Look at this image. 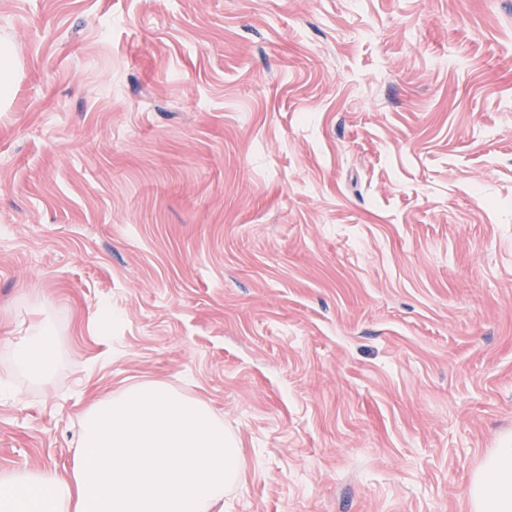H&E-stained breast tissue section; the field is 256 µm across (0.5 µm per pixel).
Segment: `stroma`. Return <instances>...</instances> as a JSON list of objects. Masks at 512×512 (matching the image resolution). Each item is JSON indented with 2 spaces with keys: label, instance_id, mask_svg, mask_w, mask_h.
I'll use <instances>...</instances> for the list:
<instances>
[{
  "label": "stroma",
  "instance_id": "35a3bbf8",
  "mask_svg": "<svg viewBox=\"0 0 512 512\" xmlns=\"http://www.w3.org/2000/svg\"><path fill=\"white\" fill-rule=\"evenodd\" d=\"M1 39L0 470L68 476L79 411L161 381L237 441L223 512H474L512 440V0H0ZM14 57L13 47L8 41L0 42V63H1V76H0V99L1 104L10 98L11 80H12V61ZM31 324L25 336L9 342L16 369L34 381L45 380L58 355L55 326L48 312Z\"/></svg>",
  "mask_w": 512,
  "mask_h": 512
}]
</instances>
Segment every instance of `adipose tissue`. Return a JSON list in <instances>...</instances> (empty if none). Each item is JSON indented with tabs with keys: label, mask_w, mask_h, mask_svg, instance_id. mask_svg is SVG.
Listing matches in <instances>:
<instances>
[{
	"label": "adipose tissue",
	"mask_w": 512,
	"mask_h": 512,
	"mask_svg": "<svg viewBox=\"0 0 512 512\" xmlns=\"http://www.w3.org/2000/svg\"><path fill=\"white\" fill-rule=\"evenodd\" d=\"M16 369L34 381L45 380L58 355V339L49 314L31 324L25 336L10 341ZM477 512H512V443L502 442L489 458L485 472L470 488Z\"/></svg>",
	"instance_id": "obj_1"
}]
</instances>
